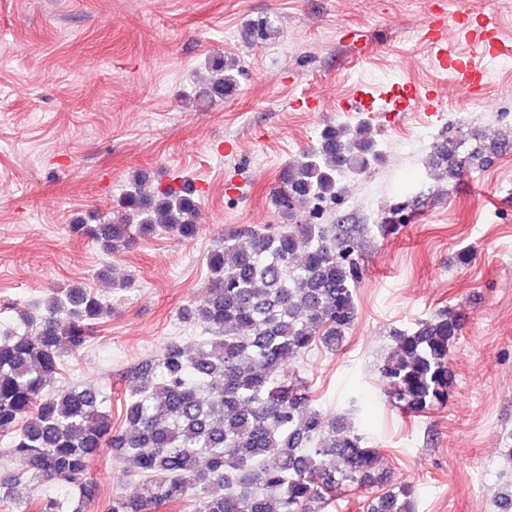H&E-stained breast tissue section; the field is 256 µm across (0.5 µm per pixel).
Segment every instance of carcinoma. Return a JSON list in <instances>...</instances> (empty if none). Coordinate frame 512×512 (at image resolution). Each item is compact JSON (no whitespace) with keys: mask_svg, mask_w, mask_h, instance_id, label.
Wrapping results in <instances>:
<instances>
[{"mask_svg":"<svg viewBox=\"0 0 512 512\" xmlns=\"http://www.w3.org/2000/svg\"><path fill=\"white\" fill-rule=\"evenodd\" d=\"M278 34L267 18L252 31L260 41ZM238 73L236 60L213 57L203 95L233 97ZM462 146H433L430 174L443 191L497 149L491 142L461 157ZM378 160L374 131L363 122L324 128L314 147L283 168L271 193L282 223L237 225L215 241L205 256L210 291L180 311L204 336L191 346L171 341L141 364L119 431L98 389H48L65 371V357L80 352L110 313L98 293L82 285L53 291L20 314L26 331H0V437L8 439L0 454L15 465L0 477V503L27 512L13 497L25 478L36 489L62 487L41 499L40 512H80L72 504L89 497L91 465L105 447L135 467L134 485L112 498L108 512H154L185 499L192 512H322L341 490L368 491L377 481V450L347 416L313 408L287 366L319 344L337 349L354 325L360 226L323 220L346 196V181ZM122 204L119 221L71 229L112 253L160 232L185 240L199 232L200 202L184 186L153 189L141 173ZM418 205L389 204L377 219L383 233L411 223ZM462 324L449 308L393 331L380 367L391 407L420 414L447 403L449 354ZM413 492L395 486L372 497L368 512H414Z\"/></svg>","mask_w":512,"mask_h":512,"instance_id":"1","label":"carcinoma"}]
</instances>
